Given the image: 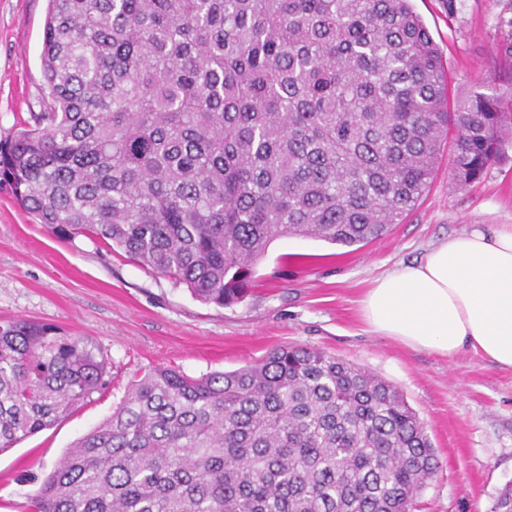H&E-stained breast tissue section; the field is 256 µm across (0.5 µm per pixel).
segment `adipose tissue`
<instances>
[{
    "label": "adipose tissue",
    "instance_id": "ef3b65f1",
    "mask_svg": "<svg viewBox=\"0 0 512 512\" xmlns=\"http://www.w3.org/2000/svg\"><path fill=\"white\" fill-rule=\"evenodd\" d=\"M361 313L408 348L448 357L469 348L512 369V224L472 225L377 278Z\"/></svg>",
    "mask_w": 512,
    "mask_h": 512
}]
</instances>
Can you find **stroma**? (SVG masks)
<instances>
[{"mask_svg":"<svg viewBox=\"0 0 512 512\" xmlns=\"http://www.w3.org/2000/svg\"><path fill=\"white\" fill-rule=\"evenodd\" d=\"M458 95L512 88L499 61V20L512 0H411ZM47 0H0V143L48 98L41 51ZM474 224H512V140L482 180L457 187L440 162L402 223L351 247L310 238L272 242L243 300L218 307L85 236L56 237L0 185V319L57 327L106 359L111 383L52 427L0 453V512H30L38 480L158 367L187 376L233 371L271 349H318L395 385L425 424L440 467L417 512H491L512 481V369L470 350L448 358L370 332L360 301L374 279L419 262Z\"/></svg>","mask_w":512,"mask_h":512,"instance_id":"35a3bbf8","label":"stroma"}]
</instances>
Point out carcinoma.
<instances>
[{"label":"carcinoma","instance_id":"obj_1","mask_svg":"<svg viewBox=\"0 0 512 512\" xmlns=\"http://www.w3.org/2000/svg\"><path fill=\"white\" fill-rule=\"evenodd\" d=\"M41 64L51 103L0 144V183L57 236L220 307L274 240H377L444 145L464 188L512 136V92L455 96L410 0H48ZM108 385L88 342L0 320V452ZM437 468L394 385L278 347L232 372L145 374L32 509L413 512ZM492 512H512L511 483Z\"/></svg>","mask_w":512,"mask_h":512}]
</instances>
